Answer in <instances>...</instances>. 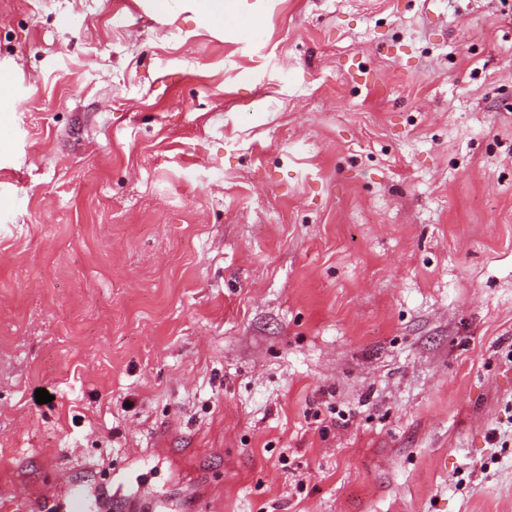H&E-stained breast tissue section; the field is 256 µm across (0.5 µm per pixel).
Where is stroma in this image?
<instances>
[{"instance_id": "35a3bbf8", "label": "stroma", "mask_w": 512, "mask_h": 512, "mask_svg": "<svg viewBox=\"0 0 512 512\" xmlns=\"http://www.w3.org/2000/svg\"><path fill=\"white\" fill-rule=\"evenodd\" d=\"M236 5L0 0V512H512V0ZM234 0H196L195 4L211 25L224 27V21L234 18ZM64 495L67 500V512H108L110 506L101 501H92L86 491L78 484L66 485Z\"/></svg>"}]
</instances>
